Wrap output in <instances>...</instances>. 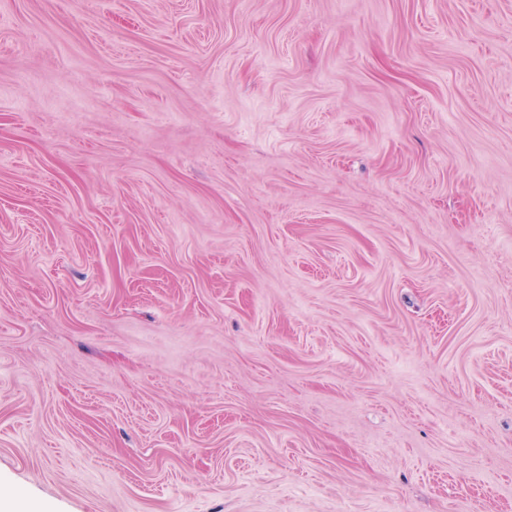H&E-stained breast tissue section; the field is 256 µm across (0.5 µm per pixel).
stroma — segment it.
<instances>
[{
  "mask_svg": "<svg viewBox=\"0 0 512 512\" xmlns=\"http://www.w3.org/2000/svg\"><path fill=\"white\" fill-rule=\"evenodd\" d=\"M0 512H512V0H0Z\"/></svg>",
  "mask_w": 512,
  "mask_h": 512,
  "instance_id": "35a3bbf8",
  "label": "stroma"
}]
</instances>
